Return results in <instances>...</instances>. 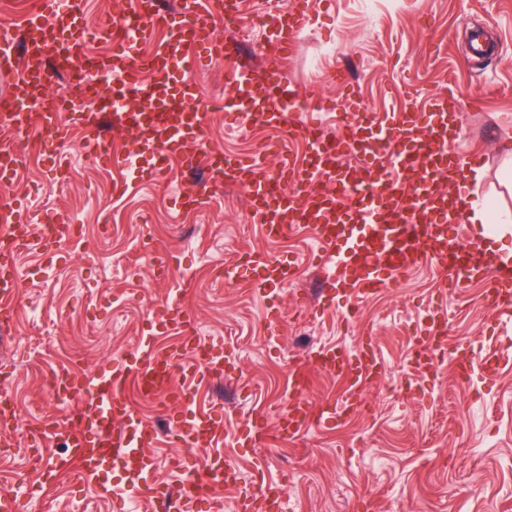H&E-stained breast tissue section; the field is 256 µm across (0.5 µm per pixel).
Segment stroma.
I'll return each instance as SVG.
<instances>
[{
  "label": "stroma",
  "mask_w": 512,
  "mask_h": 512,
  "mask_svg": "<svg viewBox=\"0 0 512 512\" xmlns=\"http://www.w3.org/2000/svg\"><path fill=\"white\" fill-rule=\"evenodd\" d=\"M216 35L257 73L276 68L284 85L330 108L324 122L332 135L349 90L380 113L447 97L461 122L458 147L481 158L484 177L468 179L469 199L494 194L512 207V190L499 181V144L512 132V0H323L295 51L275 61L263 29L220 27ZM269 136L262 124L231 127L215 112L203 138L214 151L244 154ZM24 145L30 162L0 184V208L20 201L33 217L15 251L16 314L0 325V394L15 400L22 426L66 418L43 371L97 374L135 349L152 310L177 299L200 337L233 355L223 376L198 385L194 404L177 408L185 421L193 405L219 403L227 432L249 415L274 427L276 409L287 403L289 367L303 354L301 338L350 350L367 343L379 354L383 375L369 383L362 414L292 445L239 448L225 440L224 456L244 481L280 486L284 512H512V324L486 309L482 283L446 293L440 273L423 266L355 306L340 299L321 313L316 287L324 270L309 230L266 239L249 223V200L234 183L213 187L208 206L179 211L172 205L182 188L178 168L151 185L138 170L88 162L74 141L61 182L36 141ZM118 180L131 185L121 197L112 193ZM47 219L82 232L46 250ZM254 248L296 270L281 294L277 328L264 319L266 299L224 277ZM441 308L445 361L422 374L407 357L427 315ZM489 350L499 354L494 374L459 383L454 358ZM29 446L21 429L0 434V495L13 496L17 512H155L151 502L116 497L130 481L121 467L108 462L81 480L55 470L56 443L36 456ZM146 452L158 482L174 487L183 448L162 433Z\"/></svg>",
  "instance_id": "obj_1"
}]
</instances>
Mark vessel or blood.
<instances>
[{
  "instance_id": "b4317fda",
  "label": "vessel or blood",
  "mask_w": 512,
  "mask_h": 512,
  "mask_svg": "<svg viewBox=\"0 0 512 512\" xmlns=\"http://www.w3.org/2000/svg\"><path fill=\"white\" fill-rule=\"evenodd\" d=\"M122 16L121 37H114L111 22L88 30L83 23L84 0H38L35 11L24 20V43L15 47L9 33L0 34V73L11 76L9 101L13 121L0 120V133L10 138H33L42 145V156L51 171L62 174L63 145L71 132H79L85 157L93 163L123 168L148 159L153 173H163L171 164L181 172H205L215 182L228 180L249 197L251 223L260 225L265 237L283 239L301 228H310L323 250L322 266L336 271L345 293L366 299L390 287L409 270L430 265L447 275L452 288L474 280L484 281L487 295L502 318L512 319V262L496 259L477 238L464 240L460 232L466 198L465 172L474 158L457 146L460 134L446 98L433 96L429 110L378 114L361 101L347 100L339 122L342 137L326 138L316 116L317 105L290 93L277 76L259 77L239 70L233 92L224 99V110L236 124L257 120L275 132L266 147L277 160L275 169L264 170L260 158L216 155L188 149L209 124V113L195 106L192 80L203 66L226 58L223 42L214 37L224 12L239 13L240 0H227L216 8L213 0H181L178 10L159 7L157 0H115ZM309 0H293L289 9L272 21L267 48L275 56L294 49L304 29ZM167 32L146 58H139L138 45L154 30ZM114 39L107 55L98 57L97 68L113 79L108 91H94L86 111L68 112L65 97H52L53 74L46 60L75 53L92 39ZM152 73L144 81V73ZM46 100L39 122L26 118L28 102ZM309 118L290 125L292 113ZM124 124L135 133L131 148L116 154L104 133L106 122ZM300 136L309 147L303 163L291 155L290 139ZM355 153L353 171L338 170L337 161ZM388 156L396 177H377L378 161ZM334 178L333 189H318L320 177ZM181 208L196 210L208 202L202 184H192L178 198ZM30 224L23 207L0 211V317L14 312L17 265L13 246L25 239ZM239 280L258 289L267 300L266 320L278 323V300L294 276L289 261L277 260L253 250L235 263ZM161 337L176 338L175 347H158ZM445 332L419 337V360L432 365L436 351L445 347ZM496 353L458 362L466 380L486 377L495 371ZM222 347L202 340L190 317L176 302L165 303L159 317L150 323L137 348L113 361L96 377L78 374L60 379L57 390L81 410L78 422L45 420L43 438L62 440L68 453L58 462L62 471L78 470L95 475L107 458L130 464L133 480L127 496L159 503L164 512H195L203 502L214 501L217 484L234 486V467L225 463L221 445L225 436L221 409L210 407L183 422L170 419L169 434L181 446H208L205 462L184 459L183 490L172 496L153 479L154 461L143 449L155 434L151 423L137 419L127 398L135 390L145 398L164 397L173 404L185 399L202 380L221 372ZM341 376L345 387L340 399L312 408L307 392L312 367ZM382 362L376 355L356 353L342 347L324 346L295 361L289 369V401L280 414L275 434H268L256 418H248L231 435L235 445H277L296 440L327 422L339 423L362 412L368 383L378 378ZM134 422L135 442L125 441L116 423ZM237 512H281V494L275 487L240 491Z\"/></svg>"
}]
</instances>
